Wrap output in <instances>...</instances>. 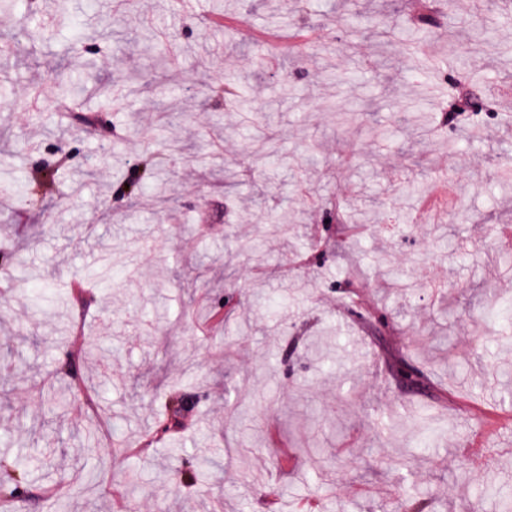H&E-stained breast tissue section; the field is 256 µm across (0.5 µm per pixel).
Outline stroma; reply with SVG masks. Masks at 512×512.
Listing matches in <instances>:
<instances>
[{
	"mask_svg": "<svg viewBox=\"0 0 512 512\" xmlns=\"http://www.w3.org/2000/svg\"><path fill=\"white\" fill-rule=\"evenodd\" d=\"M39 0L0 11V458L19 512H498L512 495V0ZM391 28V41L376 33ZM292 53L269 66L276 44ZM443 70L429 74L425 59ZM487 110L440 137L456 85ZM82 82L60 117L59 86ZM243 85L257 119L224 84ZM273 139L269 164L251 145ZM139 197H120L131 180ZM345 211L372 232L343 234ZM290 223L294 235L277 226ZM398 269L406 294L388 288ZM368 323L340 312L353 281ZM238 281L243 291H232ZM426 339L406 350L409 325ZM488 340L474 351L471 339ZM232 354H225V344ZM412 356L429 387L389 369ZM79 379L100 394L58 405ZM190 412L133 457L169 397ZM25 465L19 457L12 462V469L6 476L0 478V503L5 507H12L18 502L20 487L23 484L22 475L25 474ZM12 484V485H11Z\"/></svg>",
	"mask_w": 512,
	"mask_h": 512,
	"instance_id": "1",
	"label": "stroma"
}]
</instances>
